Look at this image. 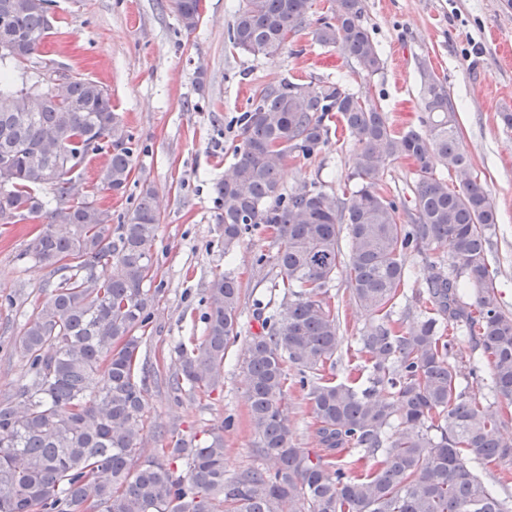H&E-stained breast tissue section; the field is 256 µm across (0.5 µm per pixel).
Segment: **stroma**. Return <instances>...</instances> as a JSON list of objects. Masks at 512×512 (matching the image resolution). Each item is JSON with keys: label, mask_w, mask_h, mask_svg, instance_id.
<instances>
[{"label": "stroma", "mask_w": 512, "mask_h": 512, "mask_svg": "<svg viewBox=\"0 0 512 512\" xmlns=\"http://www.w3.org/2000/svg\"><path fill=\"white\" fill-rule=\"evenodd\" d=\"M239 0H203L202 21L186 32L171 0H54L57 29L42 43L37 67L61 68L104 85L112 106L133 136L135 166L123 194L113 195L99 179L103 156H95L82 180L98 201L123 216L143 186L157 198L161 224L151 252L160 291L144 334L142 356L161 374L174 371L178 345L200 343L209 283L233 270L242 285L240 322L260 329L257 303L279 304L282 291L275 265L278 244L272 229L247 234L232 252L224 251V227L217 222L214 186L234 162L238 142L234 117L254 90L269 82H307L344 77L351 92L381 105L395 128L419 124L420 65L448 84L458 106L473 172L490 193L499 215L497 245L491 256L498 300L512 312V129L501 115L512 112V68L499 49L512 46V7L506 0H364V24L382 50L383 69L372 76L338 51L290 41L273 59L243 54L228 41ZM353 171L350 150L329 142L311 158L288 161L281 172L284 190L318 182L342 192ZM40 224H0V396L15 393L24 379L25 359L13 342L49 276L22 256ZM328 295L340 316L343 336L333 376L366 379L358 348L372 318L350 297L344 274ZM240 345L224 358V382L209 391L173 393L149 383L145 456L171 450L179 439L204 442L235 416L236 430L224 435V468L233 476L255 463ZM285 420L297 447L318 454L311 415L299 392L282 400Z\"/></svg>", "instance_id": "obj_1"}]
</instances>
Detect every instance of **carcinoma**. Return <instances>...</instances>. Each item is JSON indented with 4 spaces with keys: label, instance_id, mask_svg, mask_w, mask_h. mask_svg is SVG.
Returning a JSON list of instances; mask_svg holds the SVG:
<instances>
[{
    "label": "carcinoma",
    "instance_id": "obj_1",
    "mask_svg": "<svg viewBox=\"0 0 512 512\" xmlns=\"http://www.w3.org/2000/svg\"><path fill=\"white\" fill-rule=\"evenodd\" d=\"M314 0H244L228 30L233 48L274 59L289 36L310 29L360 71L383 68L363 22V0H332L309 27ZM201 0H173L183 28L201 19ZM52 0H0V223L23 211L46 218L24 256L50 269L44 300L14 340L28 364L15 394L0 400V512H512L477 472L512 461V440L496 433L512 405V314L502 311L488 254L497 224L493 200L472 174L447 83L420 68L421 128L399 131L375 102L343 80L281 81L257 88L235 117L240 143L230 174L214 188L224 253L264 225L275 231L279 306L245 340L241 374L260 464L224 474V435L202 445L181 439L172 458L141 460L147 441V376L137 375L142 337L158 292L151 248L160 224L154 191L112 236V211L73 179L104 154L101 181L126 189L132 136L110 93L65 74L16 83L13 62L30 60L54 30ZM338 123L352 144V188L316 183L286 194L280 170L310 158ZM438 157L446 173H438ZM413 166V206L402 207L378 173L394 160ZM347 250H342V237ZM448 243L453 264L424 267L426 297L416 321L390 319L410 271L403 257ZM345 272L354 301L376 315L360 336L368 385L324 375L342 343L339 314L325 298ZM242 288L230 272L207 288L202 341L179 350L175 390L216 388L224 355L241 336ZM479 351L469 371L450 362L446 331ZM489 366L494 401L467 394L468 376ZM312 415L323 453L292 442L281 397L288 368ZM352 453L344 466L337 455Z\"/></svg>",
    "mask_w": 512,
    "mask_h": 512
}]
</instances>
